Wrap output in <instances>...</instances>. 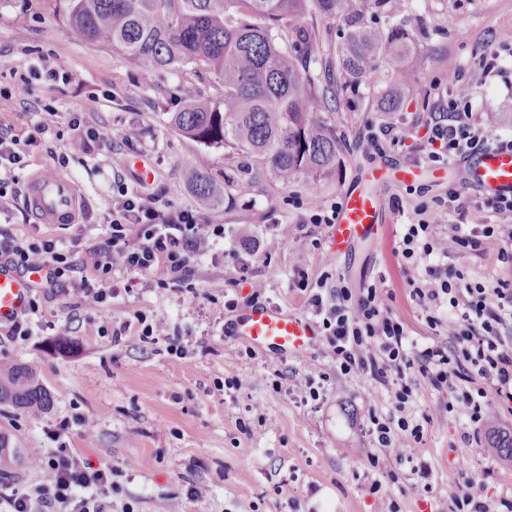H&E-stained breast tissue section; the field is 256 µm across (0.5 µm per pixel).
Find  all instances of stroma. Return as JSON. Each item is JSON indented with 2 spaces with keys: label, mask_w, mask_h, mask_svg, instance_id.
I'll return each instance as SVG.
<instances>
[{
  "label": "stroma",
  "mask_w": 512,
  "mask_h": 512,
  "mask_svg": "<svg viewBox=\"0 0 512 512\" xmlns=\"http://www.w3.org/2000/svg\"><path fill=\"white\" fill-rule=\"evenodd\" d=\"M406 2L407 26L421 34L428 58L412 92L397 111H376L372 94L389 84L381 72L372 93L342 99L324 115L341 140L335 172L315 184L299 177L284 185L252 155L205 147L169 124L186 89L217 96L211 76L147 69L110 46L86 41L70 26L63 0H0V131L25 138L42 121L46 103L55 106L61 131L30 148L18 186L26 188L33 174L56 168L82 193L75 223H35L20 200L9 231L29 243L54 239L61 248L81 251L108 233L106 219L120 199L121 183L165 215L194 210L219 216L224 224L223 240L193 263L184 287L161 284L155 272L140 276L126 293L128 276L118 269L113 284L119 293L104 314L38 288L39 310L25 317L28 336H10L8 325H0V363L31 368L51 397L39 414L0 405V436L8 439L11 453L0 465V492L41 483L28 449L53 447L50 432L57 423L82 414L97 421V437L88 445L69 432L71 447L92 467L119 470L103 499L105 512H154L163 498L172 512H381L387 504L393 512H454L449 475L478 476L487 469L493 472L489 497L512 493V454L486 443L464 444L467 421L450 417L446 393L423 384L407 403L405 417L423 427L410 463L387 453L365 430V408L384 420L394 414L393 402L367 399L366 379L342 371L327 357L323 339L284 353L224 333L261 303L314 317L308 292L296 286L299 274L356 295L382 277L394 295L393 314L411 340L447 345V335H434L411 296L395 240L402 224L417 221L419 210L448 188L478 201L483 195L466 186L464 159L449 170L425 171L418 181L424 194L411 192L399 178L416 163L417 153L388 146L370 154L361 137L370 124L422 128L430 113L440 111L453 75L475 84L474 112L494 113L496 133L512 134V67L485 82L478 65L486 47L512 44V0ZM59 59L67 62L70 81L16 87L25 65L50 67ZM73 112L104 135L75 157L69 154L67 126ZM130 126L140 136L127 144L122 135ZM111 149L124 156L120 169L106 160ZM194 168L223 182L219 212L187 186L185 176ZM363 186L375 193L382 226L332 255L331 227L311 223V206H340L347 190ZM273 237L279 246L266 252L265 242ZM245 254L251 257L252 280L267 285L257 297L238 279L237 259ZM230 299L235 308H225ZM139 314L165 318L167 335L150 341L134 330L122 332L123 323ZM116 330L122 333L117 341ZM175 341L181 352L170 351ZM129 459L136 460L134 469H125ZM197 486L207 487L205 498L191 497Z\"/></svg>",
  "instance_id": "35a3bbf8"
}]
</instances>
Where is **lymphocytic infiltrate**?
<instances>
[{"label":"lymphocytic infiltrate","instance_id":"obj_1","mask_svg":"<svg viewBox=\"0 0 512 512\" xmlns=\"http://www.w3.org/2000/svg\"><path fill=\"white\" fill-rule=\"evenodd\" d=\"M475 87L458 82L448 91L442 111L431 113L424 133L400 131L390 124L368 125L363 137L367 153L381 152L386 145H405L419 140V159L447 166L462 157L488 149L512 150V136L493 133L488 119L470 108ZM121 200L109 221V237L85 248L80 261L52 240L24 243L0 228V257L15 270L41 272L47 288L67 291L78 307L104 311L117 293L112 284L114 262L129 275L162 271L170 281L185 283L192 259L207 255L224 226L191 210L166 217L146 203L137 191L120 186ZM459 217L449 224V214ZM500 222L489 221V214ZM448 224L446 236L435 225ZM395 251L410 272L412 296L426 314L432 330H445L449 346L409 348L408 331L394 318L393 296L385 280L372 284L366 294L355 296L333 289L329 297L313 294L312 307L322 312L328 355L341 370L355 372L371 381V395H388L405 404L419 383H427L448 395V410L466 417L471 425L466 444L480 443V428L490 417L512 415V278L476 281L452 266L460 257L485 258L495 253L503 267L512 268V196L500 195L484 203H472L457 189L436 198L425 218L405 225ZM447 307V317L436 308ZM369 432L380 447L398 448L400 456L413 457L412 438L419 427L407 420L397 424L369 417ZM76 430L92 443L97 424L85 416L59 422L53 432L58 445L34 448L30 454L44 483L12 491L5 496L7 512H104L102 496L112 488V466L91 469L64 437ZM456 487L457 512H492L486 496V477L451 475Z\"/></svg>","mask_w":512,"mask_h":512}]
</instances>
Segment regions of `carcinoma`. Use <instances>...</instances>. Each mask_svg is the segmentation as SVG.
<instances>
[{
    "label": "carcinoma",
    "mask_w": 512,
    "mask_h": 512,
    "mask_svg": "<svg viewBox=\"0 0 512 512\" xmlns=\"http://www.w3.org/2000/svg\"><path fill=\"white\" fill-rule=\"evenodd\" d=\"M386 0H67L71 27L85 40L113 47L136 65L181 70L191 66L222 83L217 97L188 95L169 123L206 147H230L258 158L286 185L312 182L336 170L341 141L321 113L336 100L370 87L384 67L388 87L379 112H393L427 57L400 12ZM341 23L335 48L339 77L317 87L308 60L324 50L308 23ZM288 31L290 41L283 40ZM188 186L202 201L224 202V184L193 170ZM50 395L33 371L0 364V405L44 411Z\"/></svg>",
    "instance_id": "cac0c4a2"
}]
</instances>
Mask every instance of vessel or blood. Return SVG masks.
<instances>
[{"instance_id":"obj_1","label":"vessel or blood","mask_w":512,"mask_h":512,"mask_svg":"<svg viewBox=\"0 0 512 512\" xmlns=\"http://www.w3.org/2000/svg\"><path fill=\"white\" fill-rule=\"evenodd\" d=\"M468 180L491 196L512 193V151L491 148L482 152L471 165ZM27 200L41 224L73 223L80 204L76 185L63 176L35 177L28 186ZM377 221L372 194L363 190L346 194L331 227L332 252L340 253L342 245L358 233H370ZM32 291L31 278L0 267V322L24 313ZM231 333L259 346L298 352L314 343L317 326L304 315L258 305L237 319Z\"/></svg>"}]
</instances>
